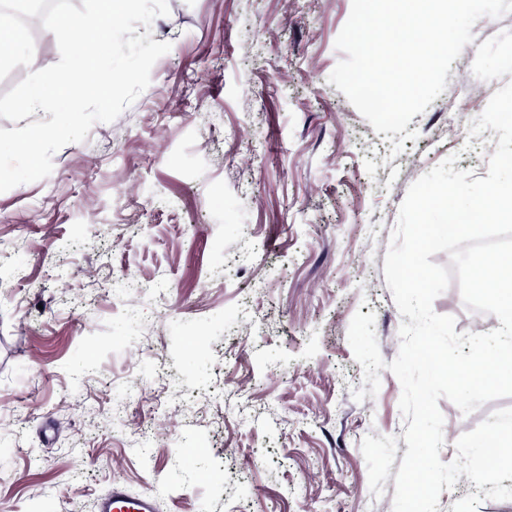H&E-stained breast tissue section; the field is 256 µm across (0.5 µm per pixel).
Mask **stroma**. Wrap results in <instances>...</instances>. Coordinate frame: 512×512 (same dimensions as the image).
I'll use <instances>...</instances> for the list:
<instances>
[{
	"mask_svg": "<svg viewBox=\"0 0 512 512\" xmlns=\"http://www.w3.org/2000/svg\"><path fill=\"white\" fill-rule=\"evenodd\" d=\"M171 49L114 121L0 193V512H96L113 484L157 512H393L402 387L363 385L347 334L402 316L385 255L410 185L450 155L488 175L462 89L512 80V14L415 115L398 156L328 78L351 0H168ZM433 309L498 328L458 282ZM442 462L512 397L439 399Z\"/></svg>",
	"mask_w": 512,
	"mask_h": 512,
	"instance_id": "1",
	"label": "stroma"
}]
</instances>
